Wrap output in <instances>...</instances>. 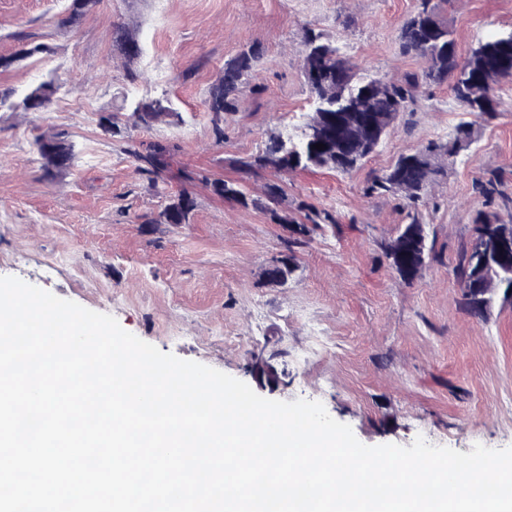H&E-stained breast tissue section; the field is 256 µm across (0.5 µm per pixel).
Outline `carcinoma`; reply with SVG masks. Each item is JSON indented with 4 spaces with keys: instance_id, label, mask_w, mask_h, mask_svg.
Returning a JSON list of instances; mask_svg holds the SVG:
<instances>
[{
    "instance_id": "cac0c4a2",
    "label": "carcinoma",
    "mask_w": 512,
    "mask_h": 512,
    "mask_svg": "<svg viewBox=\"0 0 512 512\" xmlns=\"http://www.w3.org/2000/svg\"><path fill=\"white\" fill-rule=\"evenodd\" d=\"M98 0H71L66 23L74 25L89 12ZM447 0H416L413 14L404 23L399 44L404 54L424 58L422 73H414L401 81L385 80L377 86L372 80L357 77L355 65L339 54V49L319 34H308L303 42V75L312 99V115L305 123L302 136L294 141L280 136L271 137L259 154L251 160L239 161V166L255 169L285 170L309 167L326 168L348 174L357 168L380 144L400 114L416 103V93L423 84L441 85L451 82L452 94L463 111L485 122L497 116L501 105L498 90L512 83V31L493 34L461 55L449 21L441 17V5ZM112 46L128 65L142 55L136 34L121 24L112 30ZM45 51V47L21 43L12 56L0 57V69ZM263 53L255 46L241 51L224 63L223 74L208 89L204 101L215 126L224 121V114L236 108L239 94L247 77L257 71ZM56 87L43 82L14 101V91L0 90V108L15 112H40L50 103ZM129 119L136 125L150 127L173 112L171 101L156 98L137 102L129 107ZM475 123L457 127L446 140H430L411 153L399 156L394 165L374 177L368 184L369 195L398 196L406 203L408 222L386 245L385 255L390 266L405 280L416 278L427 259H435V240L428 239L418 206L428 203V188L432 177L445 170L443 162L468 150L476 142ZM322 143L326 148L317 150ZM44 176L53 178L68 169L73 160L72 144L64 132L41 136L34 142ZM139 170L158 180L169 168L171 147L162 142L149 144L144 151L133 152ZM213 192L227 201L248 209L266 210V200L278 196L279 188L268 187L266 199L254 197L237 181L215 180ZM482 208L476 211L471 241L481 239L490 229L512 226V198L499 190V181L491 173L477 185ZM194 208V200L181 192L168 204L159 222L184 224ZM307 223L291 242L300 246L304 238L317 230L336 223V215L328 209L300 205ZM502 290L512 289V250L493 265ZM483 266L472 246H466L454 269L465 290L470 312L478 317L487 314L496 294H486L477 300L471 288L478 281Z\"/></svg>"
}]
</instances>
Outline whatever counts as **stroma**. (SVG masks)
<instances>
[{"label":"stroma","mask_w":512,"mask_h":512,"mask_svg":"<svg viewBox=\"0 0 512 512\" xmlns=\"http://www.w3.org/2000/svg\"><path fill=\"white\" fill-rule=\"evenodd\" d=\"M67 0H0V56L21 41L44 45L8 70L0 89L51 82L40 112H0V276H14L90 310L162 352L213 367L274 400L321 402L368 446L430 444L470 452L512 446V302L479 318L454 275L480 206L479 179L497 173L512 196V84L497 117L450 162L421 207L438 258L407 281L384 255L406 221L401 199L370 196L373 176L422 143L447 138L469 116L449 85H427L362 166L348 174L308 168L239 171L271 136H298L310 113L302 42L321 33L364 77L401 78L422 58L399 50L415 0H100L74 26ZM460 53L512 29V0H450ZM142 46L126 66L113 26ZM261 46L262 64L216 134L204 100L227 60ZM171 99L175 114L151 128L109 134L100 118L130 100ZM65 132L72 166L45 178L33 143ZM173 145V175L151 182L133 150ZM236 180L254 196L279 186L267 211L215 195ZM195 205L184 224L157 218L179 192ZM337 223L295 249L288 225L299 203ZM293 256L283 283L273 261Z\"/></svg>","instance_id":"obj_1"}]
</instances>
